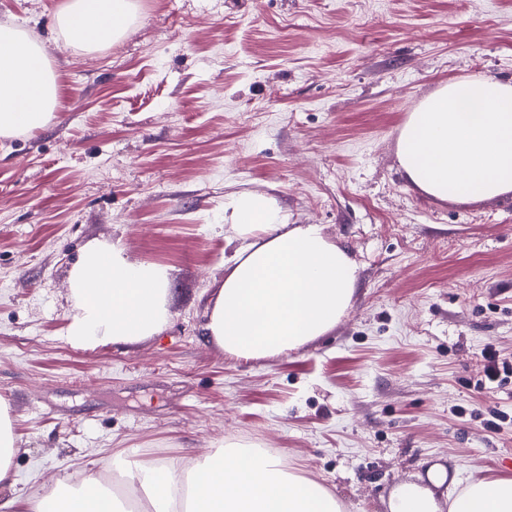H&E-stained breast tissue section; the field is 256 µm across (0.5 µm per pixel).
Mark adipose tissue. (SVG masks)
Returning <instances> with one entry per match:
<instances>
[{
  "label": "adipose tissue",
  "mask_w": 512,
  "mask_h": 512,
  "mask_svg": "<svg viewBox=\"0 0 512 512\" xmlns=\"http://www.w3.org/2000/svg\"><path fill=\"white\" fill-rule=\"evenodd\" d=\"M135 0H63L56 22L72 43L96 50L122 38ZM57 85L39 39L0 26V138L45 128ZM399 164L408 181L440 201L512 195V81H450L422 100L402 126ZM233 233L224 279L207 306L205 335L246 360L282 354L332 330L350 306L359 267L322 225L292 224L274 199L234 197L224 209ZM68 325L79 346L134 345L162 332L169 317L171 272L133 262L117 245H88L69 278ZM145 512H341L322 486L287 472L261 448L229 443L197 462L189 477L147 461L135 473ZM40 512H129L126 502L88 473L41 494ZM448 512H512V479L479 478Z\"/></svg>",
  "instance_id": "adipose-tissue-1"
}]
</instances>
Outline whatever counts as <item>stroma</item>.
<instances>
[{"instance_id":"1","label":"stroma","mask_w":512,"mask_h":512,"mask_svg":"<svg viewBox=\"0 0 512 512\" xmlns=\"http://www.w3.org/2000/svg\"><path fill=\"white\" fill-rule=\"evenodd\" d=\"M63 0H0L57 75L47 127L0 138V397L13 495L114 455L194 463L229 442L281 456L342 512L395 489L439 501L512 479V376L479 387L482 351L512 361V196L439 202L403 176L409 112L448 81L512 80V0H136L93 52L55 24ZM273 197L357 263L336 327L244 360L207 341L224 277V206ZM170 265V320L126 346L67 337L69 275L88 243Z\"/></svg>"}]
</instances>
